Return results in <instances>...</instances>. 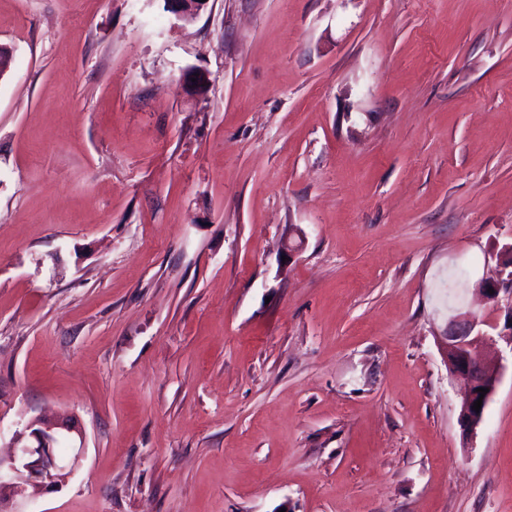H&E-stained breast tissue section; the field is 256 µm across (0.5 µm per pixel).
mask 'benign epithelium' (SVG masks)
<instances>
[{
    "mask_svg": "<svg viewBox=\"0 0 512 512\" xmlns=\"http://www.w3.org/2000/svg\"><path fill=\"white\" fill-rule=\"evenodd\" d=\"M168 7L184 20L193 19L203 8L200 0H166ZM304 237L300 229L291 226L285 233L283 255L291 258L302 247ZM494 293H489L488 289ZM476 291L495 304L505 303L507 312L503 330L497 337L512 349V273L506 274L502 255H497V268L491 276L481 278ZM486 325L468 311H459L448 321V336L444 337L445 352L450 376L464 381L466 391L459 404V422L470 434L483 423L486 409L492 400L502 374L499 361H489L478 351V344L494 337L480 332ZM487 390L480 396L476 389ZM482 400L481 409H473L476 400ZM72 433L82 436L78 426L59 420L54 415H41L29 420L13 433L11 452L0 456V501L21 496L28 485L59 488L74 476L80 454L71 458L60 456L56 448L62 437Z\"/></svg>",
    "mask_w": 512,
    "mask_h": 512,
    "instance_id": "1",
    "label": "benign epithelium"
}]
</instances>
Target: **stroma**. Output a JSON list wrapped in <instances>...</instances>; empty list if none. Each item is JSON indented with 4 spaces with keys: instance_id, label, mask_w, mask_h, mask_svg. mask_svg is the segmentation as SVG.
Returning a JSON list of instances; mask_svg holds the SVG:
<instances>
[{
    "instance_id": "1",
    "label": "stroma",
    "mask_w": 512,
    "mask_h": 512,
    "mask_svg": "<svg viewBox=\"0 0 512 512\" xmlns=\"http://www.w3.org/2000/svg\"><path fill=\"white\" fill-rule=\"evenodd\" d=\"M0 44V441L84 440L0 512H512V349L471 437L443 352L449 274L505 317L512 0H0ZM502 249L497 256V268L494 275L482 277L475 290L487 301L499 305L505 301L507 312L503 324V330L497 333V337L503 339L512 349V273L506 274L502 265ZM488 288L494 290V294L488 292Z\"/></svg>"
}]
</instances>
